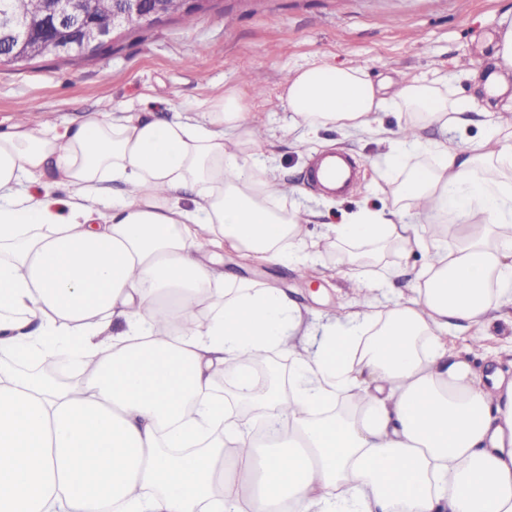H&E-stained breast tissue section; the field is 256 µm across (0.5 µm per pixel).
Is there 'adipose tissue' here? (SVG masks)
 Returning <instances> with one entry per match:
<instances>
[{"instance_id": "ef3b65f1", "label": "adipose tissue", "mask_w": 512, "mask_h": 512, "mask_svg": "<svg viewBox=\"0 0 512 512\" xmlns=\"http://www.w3.org/2000/svg\"><path fill=\"white\" fill-rule=\"evenodd\" d=\"M494 106L365 68L283 84L295 126L370 134L391 202L327 225L354 301L311 339L281 289L231 283L305 246L236 92L162 119L119 105L64 130L0 131V512H512V377L453 326L512 300V18ZM480 142L424 138L464 132ZM400 113L397 129L376 118ZM450 217L458 234L434 228ZM419 252L408 293L367 297L356 262ZM288 355L287 376L256 364Z\"/></svg>"}]
</instances>
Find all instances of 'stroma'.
Listing matches in <instances>:
<instances>
[{"label": "stroma", "mask_w": 512, "mask_h": 512, "mask_svg": "<svg viewBox=\"0 0 512 512\" xmlns=\"http://www.w3.org/2000/svg\"><path fill=\"white\" fill-rule=\"evenodd\" d=\"M512 0H212L191 23L174 18L128 31L93 58L67 62L43 57L0 65V128L52 115L58 127L77 125L90 112L120 105L131 112H195L201 100L235 89L262 122L267 150L288 202L315 211L307 242L318 243L320 277L304 280L291 264L257 266L224 251V270L236 279L283 288L310 317L335 311L346 288L344 255L322 246L325 225L341 223L361 205L389 203V188L374 167L384 149L368 135L338 129H289L281 85L315 64L357 65L375 81L400 75L444 79L456 95L471 92V73L488 75L489 57ZM342 150L360 161L358 181L344 197L319 194L306 180L312 158ZM419 254L390 252L364 266L378 297L395 298L404 279L382 284L386 267L420 266Z\"/></svg>", "instance_id": "1"}]
</instances>
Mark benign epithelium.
Listing matches in <instances>:
<instances>
[{
	"label": "benign epithelium",
	"mask_w": 512,
	"mask_h": 512,
	"mask_svg": "<svg viewBox=\"0 0 512 512\" xmlns=\"http://www.w3.org/2000/svg\"><path fill=\"white\" fill-rule=\"evenodd\" d=\"M91 2L47 0V21L36 33L4 0L0 3V62L14 61L19 48L34 39L38 49L52 56L87 55L124 30L153 25L169 15L167 0H112V10L100 17L88 12Z\"/></svg>",
	"instance_id": "benign-epithelium-1"
}]
</instances>
